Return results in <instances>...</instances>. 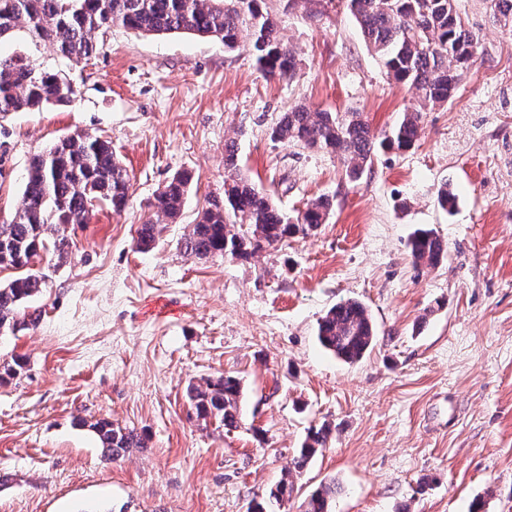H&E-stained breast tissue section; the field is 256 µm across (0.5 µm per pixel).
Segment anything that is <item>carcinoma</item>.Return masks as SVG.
I'll return each instance as SVG.
<instances>
[{
    "instance_id": "obj_1",
    "label": "carcinoma",
    "mask_w": 512,
    "mask_h": 512,
    "mask_svg": "<svg viewBox=\"0 0 512 512\" xmlns=\"http://www.w3.org/2000/svg\"><path fill=\"white\" fill-rule=\"evenodd\" d=\"M265 0H0V40L22 28L31 42L44 44L75 61L96 53L98 39L121 26L144 35L190 34L224 43L233 51L249 44L267 75L289 77L296 68L293 49L281 35ZM494 23L512 26V0H487ZM354 16L367 47L396 83L415 91L416 104L391 131L377 136L358 112H332L295 106L272 128L279 142L337 156L352 178L373 163L377 150H407L417 141L422 113L450 98L477 54L479 39L457 12L454 0H343ZM73 88L57 72L37 67L24 53L0 54V114L31 112L70 102ZM224 195L215 197L180 246L198 258L230 255L247 258L265 247L307 234L326 223L333 201L321 196L294 217L278 209L255 184L240 174L236 141L224 143ZM193 181L192 173L174 174L155 196L153 220L140 225L136 246L150 250L161 225L178 217ZM129 181L110 142L83 134L69 135L41 154L28 169L22 197L8 224H0V269L17 277L0 286V330L16 331L39 322L38 310L20 314L23 303L44 288L42 276L29 268L50 248L62 261L68 256L66 225L84 224L96 204L121 211ZM414 264L434 265L445 256L443 240L431 229L418 228L410 239ZM322 347L346 362L360 361L373 348L376 333L365 304L347 299L331 307L318 323ZM240 380L231 375L190 387L188 399L198 417H217L224 428L239 424ZM110 459L145 446L133 429L102 420L92 426ZM329 428L309 431L294 458L298 472L323 447ZM336 486L324 484L308 495L304 512H331Z\"/></svg>"
}]
</instances>
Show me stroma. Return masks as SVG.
Instances as JSON below:
<instances>
[{
  "instance_id": "stroma-1",
  "label": "stroma",
  "mask_w": 512,
  "mask_h": 512,
  "mask_svg": "<svg viewBox=\"0 0 512 512\" xmlns=\"http://www.w3.org/2000/svg\"><path fill=\"white\" fill-rule=\"evenodd\" d=\"M482 37L445 104L424 112L415 144L378 154L360 179L336 157L272 140L297 103L361 113L389 131L413 101L367 49L336 0H266L297 66L286 79L248 46L115 27L91 60L32 45L24 31L0 52L27 53L66 76L68 105L0 114V224L9 223L34 155L84 133L112 144L130 180L123 211L98 206L66 229L68 258L34 262L43 292L36 327L0 333V512H301L335 482L331 512H512V27L483 0H456ZM240 172L284 213L318 196L335 211L314 234L246 259L184 253L180 240L224 192V143ZM196 180L180 217L139 251L140 224L175 173ZM457 195L442 210L437 190ZM434 229L447 256L413 264L410 234ZM363 302L376 344L347 364L317 325L336 303ZM231 374L242 422L197 418L188 384ZM143 434L109 461L92 423ZM333 433L288 502L268 493L310 428Z\"/></svg>"
}]
</instances>
